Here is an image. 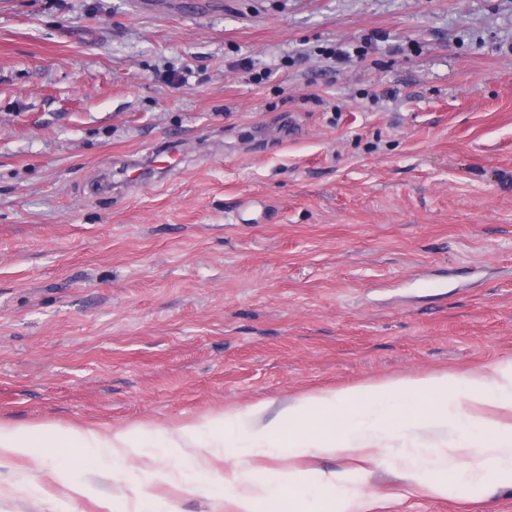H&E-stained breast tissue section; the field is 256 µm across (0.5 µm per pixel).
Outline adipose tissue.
Instances as JSON below:
<instances>
[{"label":"adipose tissue","instance_id":"adipose-tissue-1","mask_svg":"<svg viewBox=\"0 0 512 512\" xmlns=\"http://www.w3.org/2000/svg\"><path fill=\"white\" fill-rule=\"evenodd\" d=\"M452 420L459 430L456 439L431 444L425 454L401 464L407 483L445 494L467 468L512 484V362L323 390L288 400L275 411L260 402L243 411L229 408L201 421L154 429L48 432L0 423V457L24 456L38 463L49 448L91 450L101 471L115 477L131 457L175 451L191 476L192 492L229 498L235 512H271L272 503L296 500L298 476L259 466L262 454L281 449L292 457L340 456L349 468L314 472L311 487L328 496L323 512H361L358 494L344 488L367 466L388 459L387 440L403 430L443 432Z\"/></svg>","mask_w":512,"mask_h":512}]
</instances>
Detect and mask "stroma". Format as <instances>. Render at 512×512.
Here are the masks:
<instances>
[{"label": "stroma", "instance_id": "obj_1", "mask_svg": "<svg viewBox=\"0 0 512 512\" xmlns=\"http://www.w3.org/2000/svg\"><path fill=\"white\" fill-rule=\"evenodd\" d=\"M183 167L126 186L161 145ZM512 362V0H0V423L115 429ZM0 458V512H135ZM362 512L512 486L362 477ZM172 512H233L157 485Z\"/></svg>", "mask_w": 512, "mask_h": 512}]
</instances>
